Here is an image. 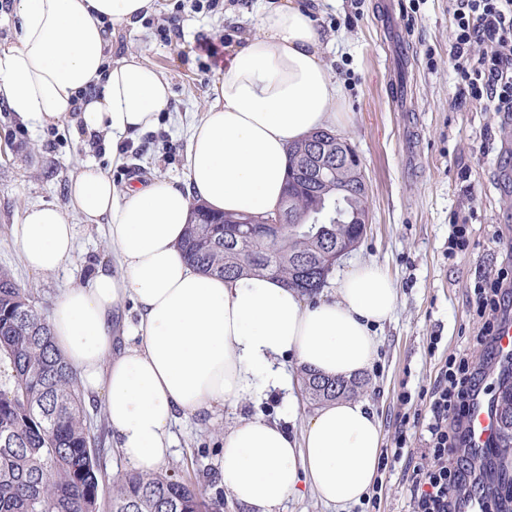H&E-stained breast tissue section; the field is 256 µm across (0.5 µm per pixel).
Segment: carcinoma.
I'll return each mask as SVG.
<instances>
[{
    "mask_svg": "<svg viewBox=\"0 0 512 512\" xmlns=\"http://www.w3.org/2000/svg\"><path fill=\"white\" fill-rule=\"evenodd\" d=\"M334 140L315 131L289 148L285 196L263 216H217L203 205L181 247L204 273L240 276L264 273L292 287L318 285L327 276L304 274L338 245L358 238L357 215L365 205L357 169L343 165L317 170L310 164L314 141ZM281 218L274 238L240 237L241 221ZM47 316L33 289L19 285L0 267V512H98L102 474L90 434L83 394L72 369L56 353ZM312 371L301 375L305 397L316 405L356 394L354 380H331ZM501 448L512 450V388L499 402ZM109 512H224V500L210 498L191 480L168 473H127L113 482Z\"/></svg>",
    "mask_w": 512,
    "mask_h": 512,
    "instance_id": "carcinoma-1",
    "label": "carcinoma"
}]
</instances>
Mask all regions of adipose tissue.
I'll return each instance as SVG.
<instances>
[{"label": "adipose tissue", "mask_w": 512, "mask_h": 512, "mask_svg": "<svg viewBox=\"0 0 512 512\" xmlns=\"http://www.w3.org/2000/svg\"><path fill=\"white\" fill-rule=\"evenodd\" d=\"M16 45L0 50V103L31 128L68 122L113 143L149 131L170 103L166 76L136 53L109 60L107 32L137 25L155 0H14ZM312 11L266 0L257 34L235 48L195 114L185 180L116 189L94 163L75 166L70 207L24 208L14 227L24 264L53 274L71 262L79 224H102L116 264L99 265L64 291L48 320L52 345L76 373L85 401L102 399L112 446L142 472L166 464L178 416L206 418L224 405L293 391L291 361L351 379L378 354L376 328L398 302L394 280L353 265L331 294L309 297L271 275L202 273L179 244L194 201L215 212H274L288 148L311 132L347 125L339 86L323 61ZM99 93L90 100L88 89ZM133 315H126V307ZM382 435L361 400L326 404L301 436L262 416L223 435L219 482L248 512H280L313 493L337 512L377 479Z\"/></svg>", "instance_id": "ef3b65f1"}]
</instances>
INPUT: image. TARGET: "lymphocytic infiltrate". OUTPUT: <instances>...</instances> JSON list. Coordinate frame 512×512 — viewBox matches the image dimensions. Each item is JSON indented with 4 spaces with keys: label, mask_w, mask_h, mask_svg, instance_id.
<instances>
[{
    "label": "lymphocytic infiltrate",
    "mask_w": 512,
    "mask_h": 512,
    "mask_svg": "<svg viewBox=\"0 0 512 512\" xmlns=\"http://www.w3.org/2000/svg\"><path fill=\"white\" fill-rule=\"evenodd\" d=\"M456 26L449 59L459 84L458 104L512 117V0H452ZM473 304L483 320L476 343L492 352L491 338L512 314V277L498 271L475 289ZM483 369L469 355L452 354L430 392L426 448L413 471L411 512H463L479 492L481 512H512V475L483 488V467L464 444L470 403L479 393Z\"/></svg>",
    "instance_id": "f902f5d3"
}]
</instances>
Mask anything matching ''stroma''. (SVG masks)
Segmentation results:
<instances>
[{
  "label": "stroma",
  "mask_w": 512,
  "mask_h": 512,
  "mask_svg": "<svg viewBox=\"0 0 512 512\" xmlns=\"http://www.w3.org/2000/svg\"><path fill=\"white\" fill-rule=\"evenodd\" d=\"M387 17L385 0H331L314 10L313 21L325 45L324 61L340 88V104L350 123L337 134L359 154L370 187V226L357 247L333 267L340 278L353 265L374 263L398 286L390 322L378 328V356L361 375L359 394L379 419L383 448H393L406 431L410 448L379 471L374 488L348 512H408L413 468L425 441L419 429L401 426L403 414L426 413V393L448 355L475 348L480 321L471 308L476 281L498 269L512 272V123L479 105L459 107V86L448 63L455 27L450 0H399ZM260 0H220L216 10L196 0H158V10L139 27L118 29L107 54L141 53L169 81L172 97L155 129L131 138L132 150L114 166L105 142L92 141L71 124L33 129L0 104V266L12 270L24 287L35 289L51 308L66 289L84 282L91 269L111 261L104 226L78 229L71 263L57 274L40 275L24 265L13 236L26 206L69 202L76 162L97 164L116 186L155 177L184 178L187 126L211 102L212 89L232 48L255 34ZM179 14L183 35L166 46L158 29ZM217 47L215 59L198 47ZM467 218L469 245L449 255V226ZM439 337L431 347V337ZM411 393L403 403V393ZM314 408L306 398L289 406L285 393L218 409L210 422L180 418L172 428V455L166 469L197 478L208 496L224 498V512H245L218 484L222 435L238 418L263 415L300 434ZM91 432L100 436V494L109 498L112 481L128 472L105 433L101 405L88 409Z\"/></svg>",
  "instance_id": "stroma-1"
}]
</instances>
